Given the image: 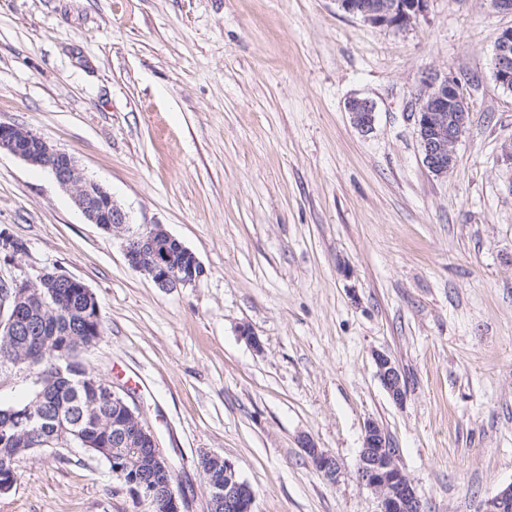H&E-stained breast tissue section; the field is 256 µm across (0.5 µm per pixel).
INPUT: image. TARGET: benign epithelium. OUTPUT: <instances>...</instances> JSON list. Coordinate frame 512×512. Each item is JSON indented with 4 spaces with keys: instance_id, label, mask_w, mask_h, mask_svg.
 <instances>
[{
    "instance_id": "obj_1",
    "label": "benign epithelium",
    "mask_w": 512,
    "mask_h": 512,
    "mask_svg": "<svg viewBox=\"0 0 512 512\" xmlns=\"http://www.w3.org/2000/svg\"><path fill=\"white\" fill-rule=\"evenodd\" d=\"M347 14L379 26L404 30L416 24L424 13L427 0H337ZM493 76L503 91L512 94V27L497 31L492 58ZM353 124L369 131L375 123L374 104L367 99L353 97L346 105ZM417 135L420 140L423 163L438 177H444L454 168L456 147L465 134L470 109L462 91L461 82L454 76L440 77L430 73L421 80L415 98ZM7 151L24 162L48 170L57 184L70 192L75 206L91 224H102L104 229L124 234V255L135 270L149 276L164 290L184 287L203 275V267L196 254L163 227L154 228L147 236L127 233V216L118 207L111 194L99 183L86 178L74 158L52 146L30 129L0 123V151ZM19 251L14 240L0 235V262L13 264ZM56 281L63 291L51 294V302L40 294L39 284L46 279ZM85 306L83 314L89 321L100 317L94 292L80 279L60 270H42L37 275L0 277V330L6 336L40 335L34 341H25L14 366L28 372L37 388L66 375V369L54 364L45 369L48 344L55 336H46L47 325L39 327L23 318L22 311L35 302L49 309L53 319L71 314L73 301ZM377 376L391 399L400 403L405 397V380L392 358L384 352L374 354ZM93 397L85 408L97 415L100 399L112 402V437L108 444L100 437L78 429L68 419L57 418L52 433L44 437L33 423L32 409L13 411L16 430L9 441L16 448H42L46 445L77 443L84 448H95L112 460V475L126 487L133 498L147 501L154 512H184L186 493L168 497L144 477L173 469L163 454L156 433L141 419L128 400V394L111 382L96 378L90 382ZM313 467L323 476L333 479L337 475L336 458L306 440L302 444ZM399 450L374 421L364 425L363 446L356 469L358 482L375 492L379 498V512H422L421 503L408 476L398 467ZM200 467L206 471L209 507L221 512H254L255 492L241 479L233 463L216 455L204 454ZM483 512H512V484L489 498Z\"/></svg>"
}]
</instances>
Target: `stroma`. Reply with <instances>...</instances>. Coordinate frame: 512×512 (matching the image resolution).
I'll return each instance as SVG.
<instances>
[{
  "mask_svg": "<svg viewBox=\"0 0 512 512\" xmlns=\"http://www.w3.org/2000/svg\"><path fill=\"white\" fill-rule=\"evenodd\" d=\"M511 25L491 0H427L406 30L337 0H0V122L73 156L131 231L163 225L203 266L158 288L49 172L0 153V232L26 245L0 277L57 269L92 289L90 367L140 383L188 512L208 510L206 452L251 485L254 512H379L355 478L370 420L423 512H482L512 484V94L491 65ZM428 72L457 77L470 107L445 177L411 115ZM354 96L375 106L370 131ZM17 473L0 512H152L76 444ZM353 124L362 131H369L375 123L374 104L367 99L350 98L346 105ZM377 376L391 399L401 403L405 397V380L392 358L384 352L374 354ZM306 455L310 459L313 467L323 474V476L333 479L337 475L338 465L336 459L328 453L317 448L313 442L306 440L302 444Z\"/></svg>",
  "mask_w": 512,
  "mask_h": 512,
  "instance_id": "obj_1",
  "label": "stroma"
}]
</instances>
